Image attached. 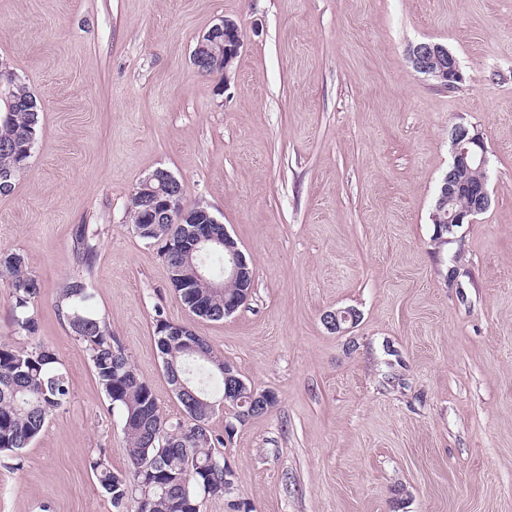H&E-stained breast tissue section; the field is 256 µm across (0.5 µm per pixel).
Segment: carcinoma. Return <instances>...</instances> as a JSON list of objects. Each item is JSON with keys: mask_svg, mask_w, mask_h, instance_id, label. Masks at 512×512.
Returning a JSON list of instances; mask_svg holds the SVG:
<instances>
[{"mask_svg": "<svg viewBox=\"0 0 512 512\" xmlns=\"http://www.w3.org/2000/svg\"><path fill=\"white\" fill-rule=\"evenodd\" d=\"M14 97L20 100L15 111L0 112V117L10 116L0 141V171L10 165L4 141L13 138L23 148L29 132L39 131V112L28 105L33 96L26 86H15ZM97 233L92 224L73 229L75 256L87 273L94 266ZM0 279L11 288L15 330L29 339L25 346L0 342V452H17L35 442L48 418L68 402L70 389L54 350L36 340L31 306L40 284L28 270L27 257L1 249ZM177 292L192 313L208 301L198 283ZM88 300L86 283L74 277L63 283L57 309L84 345L98 385L124 419L127 470L114 472L102 454L89 462L101 490L115 512H123L130 501L135 512H200L205 497L224 494V455L217 451L224 437L210 427L214 411L185 404L186 418L172 421L164 416L152 388L106 320L90 311ZM165 322L157 314L155 341L167 379L187 380L202 398L215 401L224 393V359L202 336L164 335Z\"/></svg>", "mask_w": 512, "mask_h": 512, "instance_id": "cac0c4a2", "label": "carcinoma"}]
</instances>
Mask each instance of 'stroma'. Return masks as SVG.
Instances as JSON below:
<instances>
[{
    "label": "stroma",
    "instance_id": "stroma-1",
    "mask_svg": "<svg viewBox=\"0 0 512 512\" xmlns=\"http://www.w3.org/2000/svg\"><path fill=\"white\" fill-rule=\"evenodd\" d=\"M221 17L243 47L200 74ZM424 41L456 57V88L409 65ZM0 62L40 107L0 249L26 255L37 335L71 386L31 447L0 454V512H114L89 462L127 466L122 416L57 311L82 276L77 224L99 230L89 305L167 417L184 411L160 314L277 396L225 440L234 486L201 512H512V0H0ZM458 122L486 142L492 204L440 243ZM159 167L254 270L224 320L190 314L135 233L130 196ZM344 309L357 324L330 330Z\"/></svg>",
    "mask_w": 512,
    "mask_h": 512
}]
</instances>
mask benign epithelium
<instances>
[{"label":"benign epithelium","instance_id":"1","mask_svg":"<svg viewBox=\"0 0 512 512\" xmlns=\"http://www.w3.org/2000/svg\"><path fill=\"white\" fill-rule=\"evenodd\" d=\"M242 45V36L236 23L221 17L198 38L192 63L198 72L207 74L211 66H217L225 59L230 61L239 55ZM408 60L417 72L433 80L440 88L450 89L463 80L456 57L442 44L418 43L408 50ZM450 144L452 162L439 182L436 196V207L448 208V222L438 224L441 232L454 226L474 223L476 217L484 213L491 204L487 178L470 182L461 177L464 170L475 169L486 173L488 149L484 138L465 124L459 123L451 129ZM460 196L467 198V205L453 207ZM131 203L139 207L152 224L185 225L184 233L169 236V241L176 243L177 250L191 268V276L184 278L186 283L207 279L216 295L229 288L242 289L234 300H224L222 316L231 315L246 303L251 291L245 290V287L252 281L253 272L245 255L228 232L218 236L208 229L199 228L201 224H217L219 220L200 202L192 205L184 203L183 186L172 173L162 168L149 173L136 187ZM210 243L224 246L222 278L209 279L205 274V256L209 253L207 245ZM357 318L358 315L353 310H338L325 314L324 321L337 331L348 322L356 323ZM224 389V396L234 398L240 406L237 420L241 422L257 412L269 410L267 393L248 385L228 367L224 368Z\"/></svg>","mask_w":512,"mask_h":512}]
</instances>
